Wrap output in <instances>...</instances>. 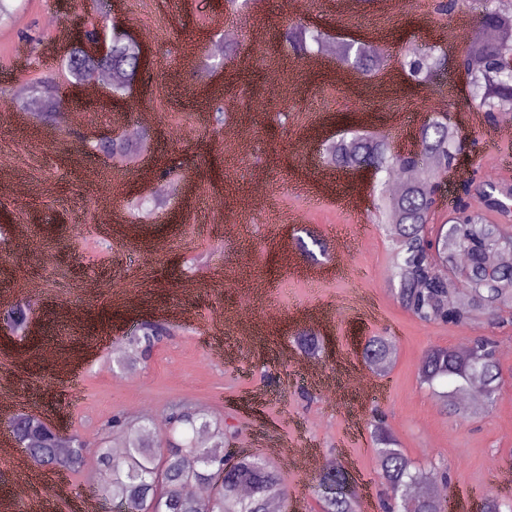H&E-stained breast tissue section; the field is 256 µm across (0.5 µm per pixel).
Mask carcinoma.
<instances>
[{
  "label": "carcinoma",
  "mask_w": 512,
  "mask_h": 512,
  "mask_svg": "<svg viewBox=\"0 0 512 512\" xmlns=\"http://www.w3.org/2000/svg\"><path fill=\"white\" fill-rule=\"evenodd\" d=\"M482 2L485 26L498 30L499 37L493 42L473 39L464 51V68L470 97L495 119L499 111L512 108V69L502 65L504 44L512 45V38L506 33L512 30V7H494V0ZM285 36L305 52L308 45L324 42L322 32L315 27L291 28ZM71 53L84 56L78 68L66 64L72 79L84 82L108 73L112 76L110 94L119 99L129 96L150 64L140 43L116 31L102 55H91L80 48ZM344 55L355 68L367 72L378 70L387 60V54L361 42L348 45ZM443 65L442 58L427 48L409 50L403 61L407 76L417 84L427 82ZM31 94L49 108L60 103L51 77L35 82ZM417 139L419 150L403 158L392 157L386 142L364 132L325 143L324 155L340 169L369 167L376 174L388 175L395 168L412 172L413 177L400 194L391 196L381 191V209L393 240V269L400 283L398 297L414 317L422 322L459 325L484 317L494 320L501 306L512 305V264L495 265L489 256L506 252L512 234L501 224L487 223L483 212L511 215L506 201L512 199V185L489 182L477 186L479 208L465 219L448 221L443 228L448 237L444 261L448 269L461 271L453 280L437 269L425 250V242L435 182L448 160L460 151V145L444 118L425 122ZM96 150L119 163L127 161L130 153L125 142L111 137L97 141ZM450 297L458 298V303L445 305L444 300ZM160 335V328L146 324L127 341L133 347H149ZM298 342L309 357L320 351L319 337L311 330L301 333ZM393 354L394 345L387 336H370L363 343L362 356L371 364L387 362ZM419 380L432 391L443 411L459 414L492 407L500 394L503 376L492 341L476 336L465 358L457 357L450 347L427 351L419 366ZM170 420L173 428L182 429L188 437L157 441L152 437L151 419L143 417L124 424L123 455L115 456L106 445L95 449L102 491L112 501L125 503L129 512H268L269 501L284 496L278 472L259 457L246 459L237 474L216 484L213 472L224 459V427L195 408H178ZM371 434L379 458V480L387 491L384 508L391 512H440L442 499L435 492L417 491L423 471L399 448L386 426L375 422ZM24 450L40 465L71 469L79 467L85 453V449L77 448L63 457L53 452L50 440L38 434L27 439ZM314 493L321 512H357L349 478L339 466L333 464L319 475ZM482 512H512V502L489 494Z\"/></svg>",
  "instance_id": "obj_1"
}]
</instances>
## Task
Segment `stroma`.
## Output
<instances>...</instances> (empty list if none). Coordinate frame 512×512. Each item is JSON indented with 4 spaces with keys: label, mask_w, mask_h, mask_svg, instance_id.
<instances>
[{
    "label": "stroma",
    "mask_w": 512,
    "mask_h": 512,
    "mask_svg": "<svg viewBox=\"0 0 512 512\" xmlns=\"http://www.w3.org/2000/svg\"><path fill=\"white\" fill-rule=\"evenodd\" d=\"M363 0L343 15L334 0H16L0 26V94L52 75L61 111L78 123H38L30 110L0 108V159L13 182L29 185L17 197L0 191V308H29L36 343L0 331V372L14 380L16 403L79 434L88 448L111 442L116 415L154 414L157 438L167 432L172 406L203 408L230 434L239 454L267 457L278 470L296 512H321L313 493L320 470L290 466L287 449L342 461L354 479H367L358 512H380L382 486L370 423L381 416L400 448L425 471L448 466V486L477 500L487 493L512 499L497 469L512 468V358L501 362L504 389L478 417L440 411L422 387L418 367L426 351L453 347L476 333L512 345V325L471 327L424 323L397 300L392 242L373 208L371 180L340 169L333 182L320 172L322 141L350 128L385 131L404 141L399 115L420 120L441 113L463 137L460 166L475 181L511 182L512 127L471 124L477 109L457 68L460 43L439 32L461 27L483 35L475 0ZM89 14L116 24L144 47L154 64L136 83L126 123L153 113L150 140L123 164L104 162L94 143L111 136L114 112L104 94L70 95L59 31ZM230 15L239 36L225 40L219 16ZM293 25L321 29L332 53L322 66L298 56L281 34ZM358 40L385 48L384 70L365 73L343 65L336 52ZM432 48L446 69L428 83L411 84L398 58L407 41ZM238 95L223 124L210 107ZM192 171L174 185L168 168ZM121 184L105 200L100 184ZM166 186L163 219L148 208L130 211V194L152 196ZM123 210L125 223L105 224V204ZM350 246L354 273L336 274L330 241ZM250 291L257 323L241 339L225 315ZM187 310L190 321L173 314ZM165 334L140 353L136 366L122 356L126 332L141 322ZM318 332L326 383L285 355L298 332ZM370 335L394 337L397 354L380 377L377 396L351 391V373L366 370L361 344ZM72 362L69 385L40 360L45 347Z\"/></svg>",
    "instance_id": "stroma-1"
}]
</instances>
